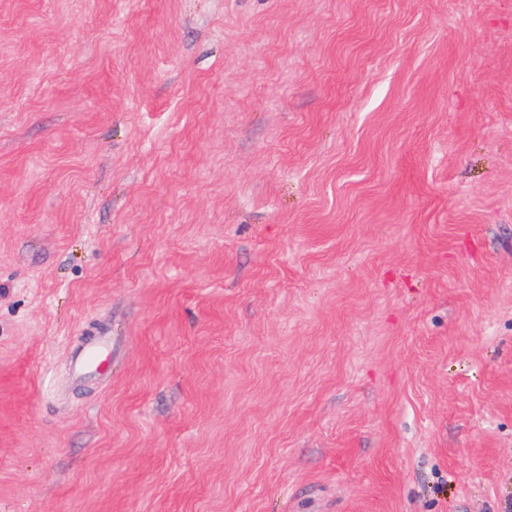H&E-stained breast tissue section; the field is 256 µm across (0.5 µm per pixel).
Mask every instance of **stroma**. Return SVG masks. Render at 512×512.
<instances>
[{
    "label": "stroma",
    "instance_id": "35a3bbf8",
    "mask_svg": "<svg viewBox=\"0 0 512 512\" xmlns=\"http://www.w3.org/2000/svg\"><path fill=\"white\" fill-rule=\"evenodd\" d=\"M511 507L512 0H0V512ZM110 341L99 338L89 342L76 356L75 368L80 376L91 375L108 353Z\"/></svg>",
    "mask_w": 512,
    "mask_h": 512
}]
</instances>
